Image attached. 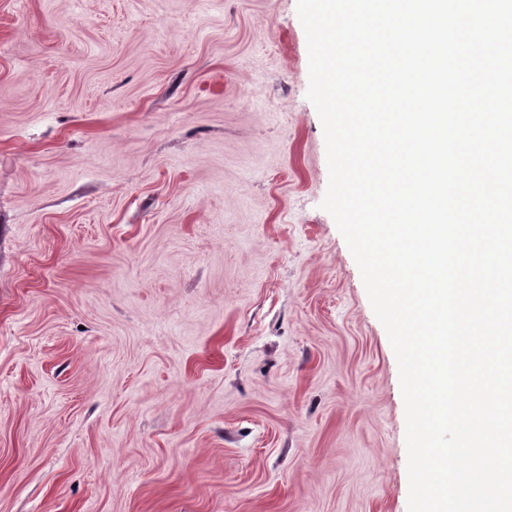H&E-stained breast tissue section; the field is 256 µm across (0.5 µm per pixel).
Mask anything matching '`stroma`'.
<instances>
[{"instance_id": "35a3bbf8", "label": "stroma", "mask_w": 512, "mask_h": 512, "mask_svg": "<svg viewBox=\"0 0 512 512\" xmlns=\"http://www.w3.org/2000/svg\"><path fill=\"white\" fill-rule=\"evenodd\" d=\"M297 0H0V512H408Z\"/></svg>"}]
</instances>
